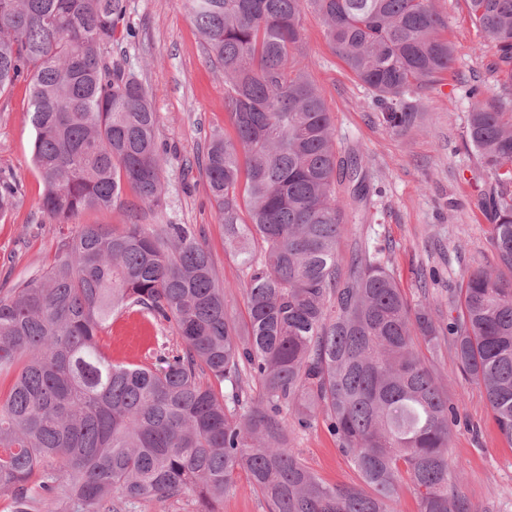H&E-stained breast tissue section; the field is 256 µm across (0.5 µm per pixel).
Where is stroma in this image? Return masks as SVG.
Here are the masks:
<instances>
[{"instance_id":"1","label":"stroma","mask_w":512,"mask_h":512,"mask_svg":"<svg viewBox=\"0 0 512 512\" xmlns=\"http://www.w3.org/2000/svg\"><path fill=\"white\" fill-rule=\"evenodd\" d=\"M434 5L446 22L443 35L454 47L455 62L435 89L414 97L417 122L404 132L384 122L370 91L332 51L317 14H304L302 38L305 71L332 115L336 146L343 156L359 157L366 174L368 205L347 213L338 254L349 257L358 244L379 251L407 298L429 305L441 320L448 316V290L459 281L463 261L492 257L491 181L467 145L469 91L479 87L484 102L494 103L512 74L496 66L493 49L468 17L466 0H434ZM122 24L135 32L124 44L128 67L160 116L166 204H143L128 186L111 209L84 211L77 221L200 229L228 313L244 322L245 270L225 244L198 164L212 133L235 135L224 110V79L206 57L180 0H126ZM29 105L27 80L0 93V175H16L21 184L18 205L0 218V289L44 274L63 237L60 225L41 209L43 185L32 164L34 131L24 118ZM102 339L113 362L126 365L152 363L154 353L176 345L170 324H157L136 307L114 315ZM430 360L461 415L450 448L461 474L449 492L467 497L478 512H512V446L503 441L483 390L462 379L450 341L441 340ZM291 446L324 484L357 483L350 459L324 425L297 432Z\"/></svg>"}]
</instances>
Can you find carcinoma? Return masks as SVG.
I'll use <instances>...</instances> for the list:
<instances>
[{
	"instance_id": "obj_1",
	"label": "carcinoma",
	"mask_w": 512,
	"mask_h": 512,
	"mask_svg": "<svg viewBox=\"0 0 512 512\" xmlns=\"http://www.w3.org/2000/svg\"><path fill=\"white\" fill-rule=\"evenodd\" d=\"M498 61L512 64V0H468ZM224 74L236 139L212 136L204 175L224 240L246 267L245 333L226 311L210 255L190 224H84L50 269L0 295V490L14 512L61 491L80 512L126 499L195 496L210 512L248 475L269 512H390L405 484L420 512H474L448 494L459 410L419 343L448 336L464 379L480 386L512 445V94L474 88L466 134L492 181L493 264L448 291V320L411 304L378 254L336 251L347 199L364 197L356 159L301 66V15L324 22L333 51L389 125L416 124L409 99L454 62L431 0H182ZM125 0H0V92L29 80L26 119L43 212L70 224L110 209L127 184L164 199L158 112L112 56ZM19 181L0 176V216ZM264 250L254 253L249 241ZM138 306L171 322L160 366L112 363L99 335ZM224 385L217 392L207 383ZM321 421L360 484H323L289 448Z\"/></svg>"
}]
</instances>
